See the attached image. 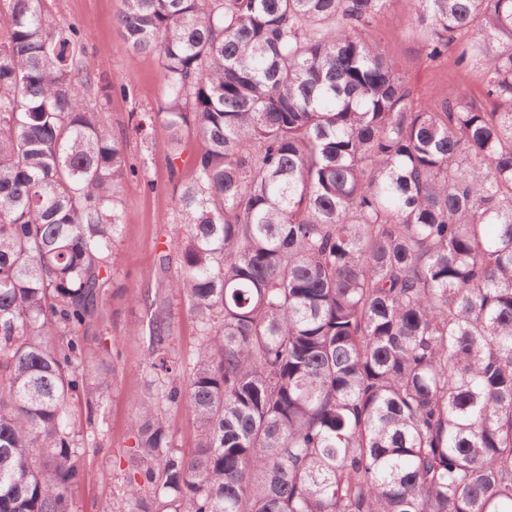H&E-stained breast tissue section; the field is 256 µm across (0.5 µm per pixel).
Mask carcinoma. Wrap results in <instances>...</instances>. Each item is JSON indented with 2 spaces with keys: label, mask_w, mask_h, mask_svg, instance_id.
I'll use <instances>...</instances> for the list:
<instances>
[{
  "label": "carcinoma",
  "mask_w": 512,
  "mask_h": 512,
  "mask_svg": "<svg viewBox=\"0 0 512 512\" xmlns=\"http://www.w3.org/2000/svg\"><path fill=\"white\" fill-rule=\"evenodd\" d=\"M388 2L122 0L160 67L131 118L169 136L180 256L136 296L128 512H512V0H409L427 62L483 73L428 99L369 39ZM83 38L0 0V512H72L70 401L104 423L115 374L92 342L133 167ZM175 326V352L182 359L189 358L197 343V336L193 321L184 308L179 311ZM168 414L174 425V445L178 448H193L197 430L193 421L181 410L170 408Z\"/></svg>",
  "instance_id": "cac0c4a2"
}]
</instances>
